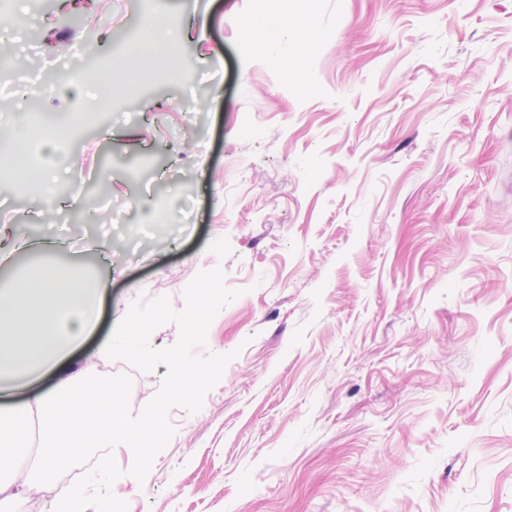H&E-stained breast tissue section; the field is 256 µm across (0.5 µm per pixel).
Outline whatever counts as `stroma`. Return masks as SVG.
I'll list each match as a JSON object with an SVG mask.
<instances>
[{
  "mask_svg": "<svg viewBox=\"0 0 512 512\" xmlns=\"http://www.w3.org/2000/svg\"><path fill=\"white\" fill-rule=\"evenodd\" d=\"M254 0H92L89 19L0 7V114L83 110L96 60L114 78L60 151L79 204L0 177V225L61 270L108 286L95 333L17 402L81 367L130 373L103 347L138 300L222 268L241 295L205 349L233 353L128 512H512V0H275L279 40H245ZM193 26L136 63L131 32ZM155 201L165 223L146 222Z\"/></svg>",
  "mask_w": 512,
  "mask_h": 512,
  "instance_id": "1",
  "label": "stroma"
}]
</instances>
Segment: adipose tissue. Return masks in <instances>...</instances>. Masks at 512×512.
Returning <instances> with one entry per match:
<instances>
[{"label": "adipose tissue", "mask_w": 512, "mask_h": 512, "mask_svg": "<svg viewBox=\"0 0 512 512\" xmlns=\"http://www.w3.org/2000/svg\"><path fill=\"white\" fill-rule=\"evenodd\" d=\"M80 112H63L47 129L36 131L24 115L12 117L17 146L38 144L39 165L30 169L35 181L49 185L67 161L57 153L83 122ZM102 283H89L71 268L14 269L8 287L0 289V388L29 379L55 366L71 347L92 332L99 317ZM40 416L41 451L32 454L27 423ZM165 408L157 406L149 423L130 420L111 383L84 370L69 372L56 385L31 398L0 405V504L14 495L17 475H26V489L56 481L61 469L82 459L90 449L121 443L134 456L145 454L151 431L164 425Z\"/></svg>", "instance_id": "ef3b65f1"}]
</instances>
